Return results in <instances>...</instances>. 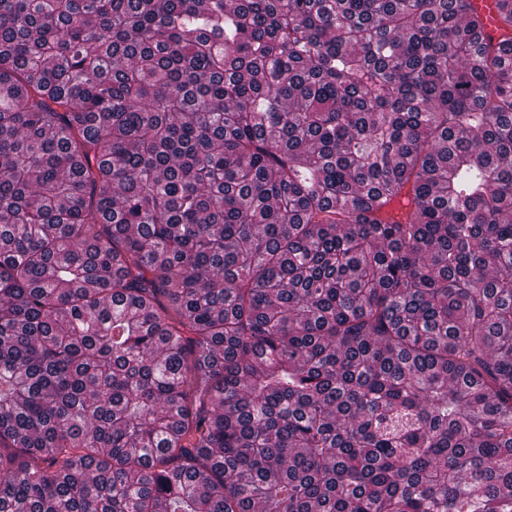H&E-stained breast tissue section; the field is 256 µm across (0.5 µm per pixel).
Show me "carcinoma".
Here are the masks:
<instances>
[{"mask_svg":"<svg viewBox=\"0 0 512 512\" xmlns=\"http://www.w3.org/2000/svg\"><path fill=\"white\" fill-rule=\"evenodd\" d=\"M0 0V512H512V0ZM497 3V0H470L473 9L483 17V36H490L495 42L503 35Z\"/></svg>","mask_w":512,"mask_h":512,"instance_id":"cac0c4a2","label":"carcinoma"}]
</instances>
